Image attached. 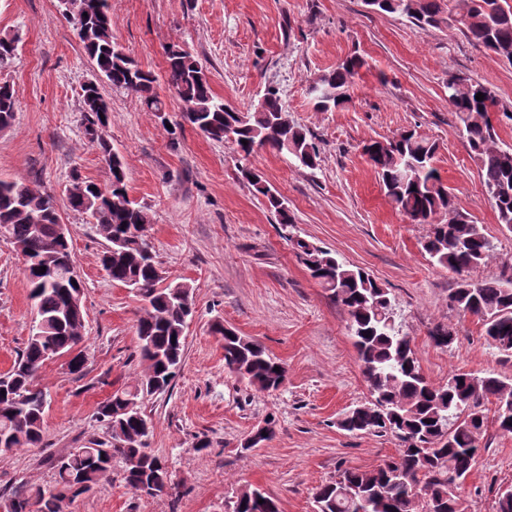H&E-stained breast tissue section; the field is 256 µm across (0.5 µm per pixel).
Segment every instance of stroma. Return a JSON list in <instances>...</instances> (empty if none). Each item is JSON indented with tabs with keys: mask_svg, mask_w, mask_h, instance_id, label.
I'll return each mask as SVG.
<instances>
[{
	"mask_svg": "<svg viewBox=\"0 0 512 512\" xmlns=\"http://www.w3.org/2000/svg\"><path fill=\"white\" fill-rule=\"evenodd\" d=\"M0 32L19 37L0 80L19 91L11 125L0 130V179L24 181L60 198V221L83 283L87 362L73 374L49 361L39 381L50 401L38 448L0 451V502L20 483L53 486L47 456L106 436L100 402L140 375V304L113 284L100 263L105 239L86 214L64 205L73 177L99 185L109 171L84 117L82 88L97 83L110 112L106 135L127 163L131 198L149 209L147 236L167 280L190 284L195 313L185 356L170 387L146 399L150 447L164 457L176 485L149 496L112 477L66 503L65 512H231L250 485L278 500L281 512H313V493L345 468L370 470L396 455L390 434H353L344 414L369 400L347 314L309 275L291 241L302 238L364 268L387 288L396 321L411 336L420 365L437 384L449 374L493 372L512 378V357L490 347L482 325L448 307L457 277L421 249L428 225L414 224L389 202L364 142L415 130L435 141V166L454 205L482 225L496 250L471 271L476 280L512 273V232L499 224L478 164L456 128L449 77L489 85L496 110L512 112V62L440 24L420 28L399 14L380 15L364 0H112V38L158 78L160 112L112 89L86 54L59 0H0ZM183 48L205 66L214 93L246 111L277 90L289 117L308 129L318 166L260 150L241 159L182 118L169 90L166 51ZM361 56L345 107L314 108L310 85L346 56ZM260 170L288 202L292 227L278 224L241 173ZM22 256L0 236V373L28 340L33 311ZM223 322L261 341L287 369L284 384L258 392L224 369ZM438 324L456 340L439 348ZM272 438L243 449L266 419ZM487 447L464 482L465 512H495L512 486V435L488 432Z\"/></svg>",
	"mask_w": 512,
	"mask_h": 512,
	"instance_id": "stroma-1",
	"label": "stroma"
}]
</instances>
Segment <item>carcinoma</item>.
<instances>
[{"label":"carcinoma","instance_id":"obj_1","mask_svg":"<svg viewBox=\"0 0 512 512\" xmlns=\"http://www.w3.org/2000/svg\"><path fill=\"white\" fill-rule=\"evenodd\" d=\"M455 11L443 18L441 0H371L377 14L399 13L417 26H437L446 21L471 43L512 62V9L502 0H455ZM72 16L84 29L81 42L99 74L113 88L135 94L151 112L163 111L155 92V77L138 67L112 39L110 0H79ZM18 40L0 33V69L16 55ZM364 61L351 56L318 79L311 91L314 106L335 110L350 102V88ZM166 82L184 104L183 118L215 141L225 140L234 129L233 145L243 157L259 149L291 156L299 165L314 168L318 150L310 134L293 122L278 92L268 91L251 111L242 112L212 91L203 64L188 51H166ZM481 93L484 99L476 100ZM18 90L0 82V128L14 119ZM448 102L455 112L459 133L477 161L482 185L497 213L498 222L512 231V147L497 145L490 118L496 95L476 80H448ZM86 119L93 140L109 170V184L73 178L66 189L67 206L89 215L108 242L101 264L112 282L132 292L142 303L137 324L138 354L145 364L135 383L112 392L97 411L107 425L108 437L50 459L56 471L53 489L21 485L8 501L11 512H25L32 500L38 512H64L69 495H83L112 475V462L121 459V481L138 492L153 484V495L174 489L166 460L149 448L151 419L137 405L127 410L129 397L139 401L155 395L152 383L168 388L185 354L184 330L192 315L182 295L192 287L165 282L146 235L152 218L130 198L125 162L104 135L109 104L97 84L83 89ZM247 143H242V140ZM386 146H381V143ZM364 145V153L377 170L386 197L415 224L429 225L422 250L440 267L456 270L448 295L450 306L481 321L483 336L500 353L512 357V275L469 282L467 274L494 253V244L469 215L456 208L434 166L438 145L414 131ZM244 177L279 224L294 223L287 202L274 192L258 170ZM0 229L25 260L31 285L29 299L35 320L27 344L6 378L0 381V449L37 447L42 443L48 394L38 374L48 348L63 353L84 342V314L71 311L69 297L82 282L63 277L60 270L72 260L68 238L61 233L58 202L23 181L0 179ZM295 254L310 276L330 292L348 315L358 361L370 392V401L351 409L341 420L351 433L391 432L401 441L398 455L382 460L371 470L344 469L335 481L320 486L314 501L318 512H464L458 493L477 463L474 442L489 429L512 434V414L495 409L512 402V379L493 373L477 376L458 371L448 382L436 384L422 371L412 338L395 325L392 299L368 272L340 262L332 253L301 238H289ZM46 267L40 272V267ZM213 333L224 341V369L258 392L280 387L286 369L257 340L243 336L223 323ZM435 346L447 348L456 340L453 328L437 325L430 331ZM279 371H274V368ZM415 443L408 444V439ZM263 503H258V500ZM232 512H280L276 499L259 488L236 496Z\"/></svg>","mask_w":512,"mask_h":512}]
</instances>
